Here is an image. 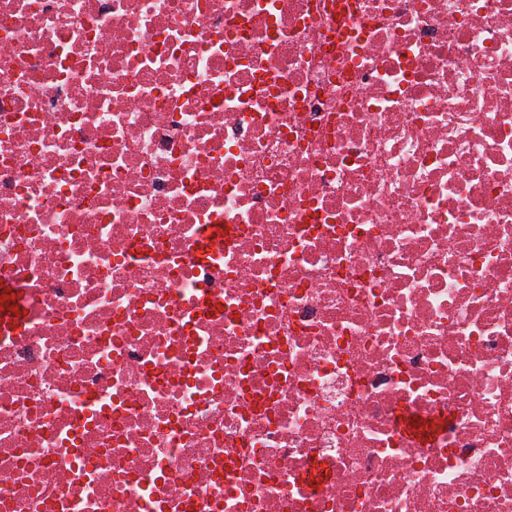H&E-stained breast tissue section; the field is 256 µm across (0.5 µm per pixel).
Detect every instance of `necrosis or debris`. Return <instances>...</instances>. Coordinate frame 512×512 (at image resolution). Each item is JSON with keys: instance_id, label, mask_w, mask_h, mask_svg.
I'll return each mask as SVG.
<instances>
[{"instance_id": "necrosis-or-debris-1", "label": "necrosis or debris", "mask_w": 512, "mask_h": 512, "mask_svg": "<svg viewBox=\"0 0 512 512\" xmlns=\"http://www.w3.org/2000/svg\"><path fill=\"white\" fill-rule=\"evenodd\" d=\"M0 281V512H512V0H0ZM2 294L7 295V301L0 303V330L6 331L23 320L26 304L20 289L9 282H0V300L3 299ZM12 295H15V298H12ZM10 306H13V309L18 307V312H11Z\"/></svg>"}]
</instances>
